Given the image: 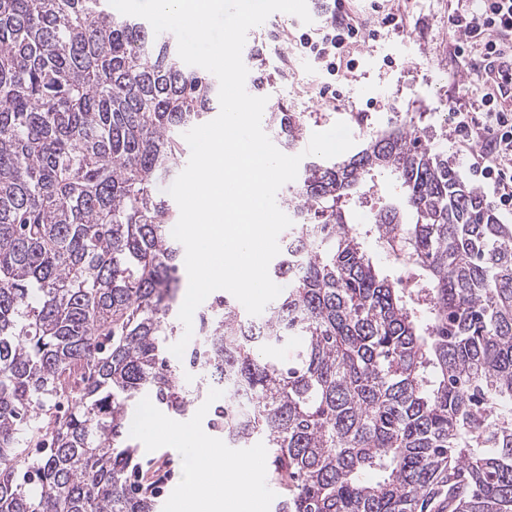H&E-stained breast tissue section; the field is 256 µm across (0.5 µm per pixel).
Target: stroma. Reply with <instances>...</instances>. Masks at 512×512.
<instances>
[{"label": "stroma", "mask_w": 512, "mask_h": 512, "mask_svg": "<svg viewBox=\"0 0 512 512\" xmlns=\"http://www.w3.org/2000/svg\"><path fill=\"white\" fill-rule=\"evenodd\" d=\"M386 5L400 17V24L377 29L376 37H364L352 47L350 56L356 66L333 79L339 95L329 101L322 99L320 90L331 79L299 45L307 24L288 14L252 28L244 45L252 57L251 95L267 97L269 112L277 111L279 102H287L292 111L301 113L309 135L345 122L354 131L358 148L406 114L421 113L422 125L440 133L434 148L447 152L463 182L491 198L490 184L474 175L471 155L460 150L452 134L454 123L447 107L448 99L457 96L462 111H481L487 90L479 62L457 51L459 34L450 22L457 0H387ZM133 442L141 460L170 464L173 476L163 485L159 512H175L194 461L178 446L155 441L140 431L134 433Z\"/></svg>", "instance_id": "35a3bbf8"}]
</instances>
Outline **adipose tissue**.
Returning a JSON list of instances; mask_svg holds the SVG:
<instances>
[{
  "mask_svg": "<svg viewBox=\"0 0 512 512\" xmlns=\"http://www.w3.org/2000/svg\"><path fill=\"white\" fill-rule=\"evenodd\" d=\"M198 464L182 495L180 512H261L247 491L249 462H227L221 449L206 438L189 436Z\"/></svg>",
  "mask_w": 512,
  "mask_h": 512,
  "instance_id": "adipose-tissue-1",
  "label": "adipose tissue"
}]
</instances>
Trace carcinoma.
Returning <instances> with one entry per match:
<instances>
[{
  "label": "carcinoma",
  "mask_w": 512,
  "mask_h": 512,
  "mask_svg": "<svg viewBox=\"0 0 512 512\" xmlns=\"http://www.w3.org/2000/svg\"><path fill=\"white\" fill-rule=\"evenodd\" d=\"M216 92L107 0H0V512H157L128 422L209 387L207 427L269 448L275 512H512V225L412 119L305 163L269 269L288 289L261 317L214 298L171 363L182 249L155 187ZM382 172L399 192L352 223Z\"/></svg>",
  "instance_id": "cac0c4a2"
}]
</instances>
